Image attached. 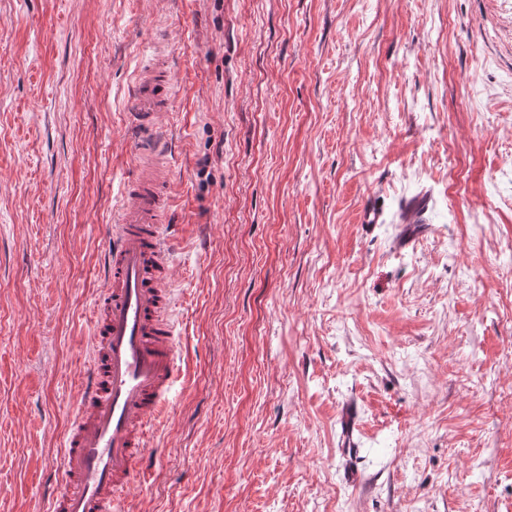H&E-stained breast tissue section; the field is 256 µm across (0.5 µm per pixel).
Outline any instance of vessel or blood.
Segmentation results:
<instances>
[{"instance_id":"vessel-or-blood-1","label":"vessel or blood","mask_w":512,"mask_h":512,"mask_svg":"<svg viewBox=\"0 0 512 512\" xmlns=\"http://www.w3.org/2000/svg\"><path fill=\"white\" fill-rule=\"evenodd\" d=\"M175 79L172 72L149 69L139 80L132 130L144 164L111 228L88 340L90 363L62 450L61 479L68 489L50 497L47 512H112L139 478L154 421L169 404L178 350L174 238L166 229L169 171L160 163L156 118Z\"/></svg>"}]
</instances>
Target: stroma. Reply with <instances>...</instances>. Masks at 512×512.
I'll use <instances>...</instances> for the list:
<instances>
[{
  "mask_svg": "<svg viewBox=\"0 0 512 512\" xmlns=\"http://www.w3.org/2000/svg\"><path fill=\"white\" fill-rule=\"evenodd\" d=\"M162 62L177 381L124 512H512V0H0V512L61 488ZM176 76L170 71L146 70L140 77L132 130L135 134V154L144 159H162L164 151L157 132L156 118L167 103Z\"/></svg>",
  "mask_w": 512,
  "mask_h": 512,
  "instance_id": "1",
  "label": "stroma"
}]
</instances>
